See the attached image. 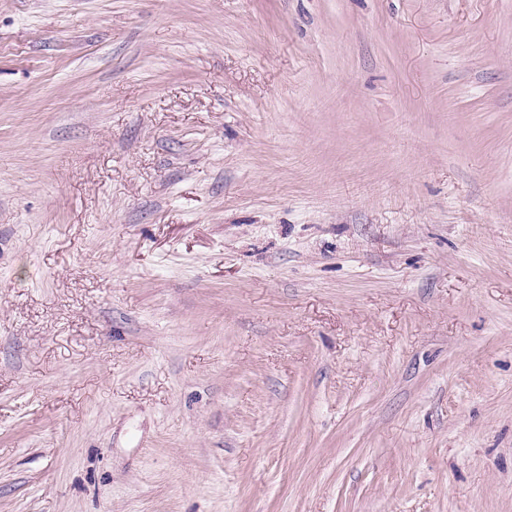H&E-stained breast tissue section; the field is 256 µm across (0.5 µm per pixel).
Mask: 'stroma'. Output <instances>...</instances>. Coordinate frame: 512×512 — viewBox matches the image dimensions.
Returning <instances> with one entry per match:
<instances>
[{
  "mask_svg": "<svg viewBox=\"0 0 512 512\" xmlns=\"http://www.w3.org/2000/svg\"><path fill=\"white\" fill-rule=\"evenodd\" d=\"M0 512H512V0H0Z\"/></svg>",
  "mask_w": 512,
  "mask_h": 512,
  "instance_id": "stroma-1",
  "label": "stroma"
}]
</instances>
